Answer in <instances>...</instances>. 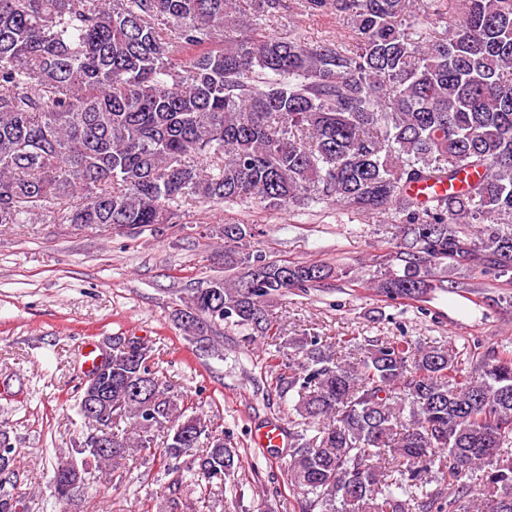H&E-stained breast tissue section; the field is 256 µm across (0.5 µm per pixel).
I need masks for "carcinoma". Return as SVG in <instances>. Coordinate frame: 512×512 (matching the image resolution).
<instances>
[{
	"instance_id": "1",
	"label": "carcinoma",
	"mask_w": 512,
	"mask_h": 512,
	"mask_svg": "<svg viewBox=\"0 0 512 512\" xmlns=\"http://www.w3.org/2000/svg\"><path fill=\"white\" fill-rule=\"evenodd\" d=\"M240 2L0 0V227L62 203L60 223L107 226L170 224L200 199L336 204L403 217L374 281L390 301L466 290L439 268L511 282L512 0H306L352 27L315 42L266 34ZM420 185L445 193L408 194ZM250 236L224 225L232 274L177 317L204 341L225 323L273 343L288 446L260 456H286L299 512H512V342L468 369L396 336H290L267 303L324 286L332 268L244 253ZM151 357L112 351L97 413L80 388L87 431L112 447L78 441L56 457V503L72 501L69 477L86 486L139 453L174 475L169 507L198 512L237 467L224 430L187 413ZM19 481L1 424L0 512H25Z\"/></svg>"
}]
</instances>
